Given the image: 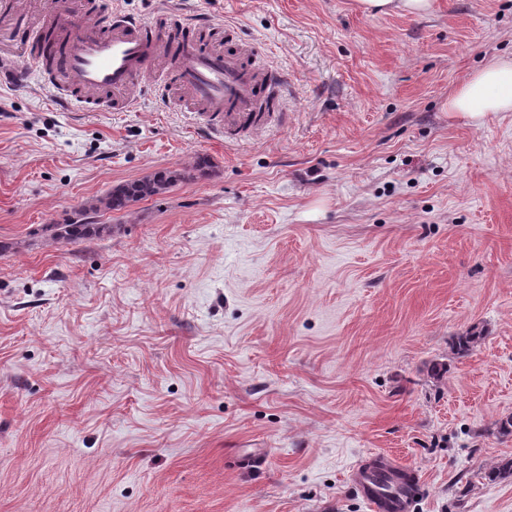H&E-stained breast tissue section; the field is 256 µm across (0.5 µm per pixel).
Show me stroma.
Instances as JSON below:
<instances>
[{"label": "stroma", "instance_id": "35a3bbf8", "mask_svg": "<svg viewBox=\"0 0 512 512\" xmlns=\"http://www.w3.org/2000/svg\"><path fill=\"white\" fill-rule=\"evenodd\" d=\"M98 2L233 29L286 115L228 143L176 94L67 111L0 83V512H370L347 477L371 452L419 471L414 512H512L482 478L512 457L487 433L512 415V112L447 109L512 57V0ZM202 158L110 235L42 232ZM356 8L367 16L403 14L424 17L434 10L435 0H355ZM483 339L480 332L470 329L454 337L452 348L453 355L457 359L467 357Z\"/></svg>", "mask_w": 512, "mask_h": 512}]
</instances>
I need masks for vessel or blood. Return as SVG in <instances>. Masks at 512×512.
<instances>
[{
  "label": "vessel or blood",
  "mask_w": 512,
  "mask_h": 512,
  "mask_svg": "<svg viewBox=\"0 0 512 512\" xmlns=\"http://www.w3.org/2000/svg\"><path fill=\"white\" fill-rule=\"evenodd\" d=\"M27 20L22 0H0V33L21 31ZM41 29L39 42L0 40V68L26 62L66 106L85 110L103 95L114 109H132L140 79L171 56L179 88L189 91L211 130L227 137L259 135L282 108L272 94L277 73L248 66L250 46L221 50L192 37L174 41L142 21L98 12L92 0H57ZM419 484L412 467L384 453L366 457L351 474L354 491L371 512H413Z\"/></svg>",
  "instance_id": "b4317fda"
}]
</instances>
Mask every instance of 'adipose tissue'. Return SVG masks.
Segmentation results:
<instances>
[{
  "instance_id": "1",
  "label": "adipose tissue",
  "mask_w": 512,
  "mask_h": 512,
  "mask_svg": "<svg viewBox=\"0 0 512 512\" xmlns=\"http://www.w3.org/2000/svg\"><path fill=\"white\" fill-rule=\"evenodd\" d=\"M512 112V59L496 58L475 70L448 96V114L470 123L488 115Z\"/></svg>"
}]
</instances>
